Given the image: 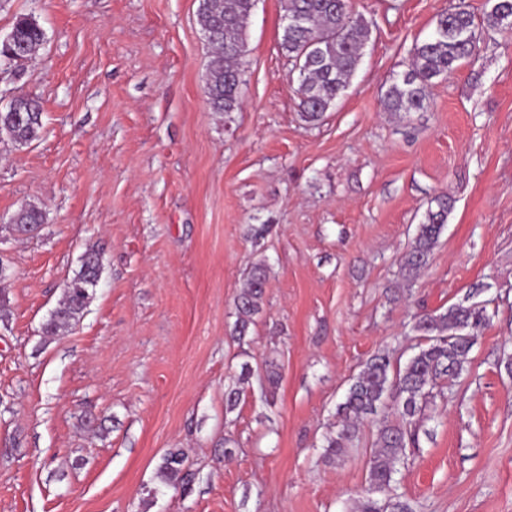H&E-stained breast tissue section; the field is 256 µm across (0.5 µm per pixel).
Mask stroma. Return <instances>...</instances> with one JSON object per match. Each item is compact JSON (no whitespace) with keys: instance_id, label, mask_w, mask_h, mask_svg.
<instances>
[{"instance_id":"1","label":"stroma","mask_w":512,"mask_h":512,"mask_svg":"<svg viewBox=\"0 0 512 512\" xmlns=\"http://www.w3.org/2000/svg\"><path fill=\"white\" fill-rule=\"evenodd\" d=\"M456 2L352 0L369 40L311 123L280 0L256 2L226 114L205 92L198 0H0V38L26 15L46 33L0 63V105L43 103L37 140L0 135V512H354L377 424L329 461L338 404L371 356L411 355L418 314L470 296L488 325L426 408L398 491L414 512H512V29H485L427 111L382 105ZM441 195L439 242L405 280ZM25 204L46 215L32 237L10 227ZM90 249L102 271L83 318L43 335ZM258 264L241 342L234 300ZM173 448L194 475L184 493L157 476ZM432 202L436 203L437 209H428L425 222L419 224L414 242L401 257L400 267L406 280H411L427 265L447 222L448 211L453 206L447 196L435 197ZM267 280L263 266H255L249 273L247 283L235 299L236 323L234 334L241 341L246 336L250 324L261 311V303Z\"/></svg>"}]
</instances>
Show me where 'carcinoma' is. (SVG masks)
<instances>
[{"label": "carcinoma", "mask_w": 512, "mask_h": 512, "mask_svg": "<svg viewBox=\"0 0 512 512\" xmlns=\"http://www.w3.org/2000/svg\"><path fill=\"white\" fill-rule=\"evenodd\" d=\"M254 0H200L199 18L203 33L212 46L205 89L215 112H234L241 101L240 64L246 53V31ZM282 20L304 17V24L282 25L281 49L298 64V96L303 116L317 121L334 104L357 70L369 34L367 23L352 16L351 0H282ZM512 0H493L491 10L478 22L473 13L458 4L438 14L432 34L414 45L408 69L394 76L383 97L388 112H420L430 104L434 79L453 74L460 66L475 61L483 27L508 28ZM22 55L35 54L45 40L36 19L16 20L12 27ZM39 100L22 96L17 112H0V134L23 146L36 140L43 128ZM436 209H428L411 247L403 254L400 267L410 280L428 262L448 218L453 202L446 196L433 199ZM44 223L42 210L27 204L12 217V229L30 233ZM100 254L87 250L81 264L67 281L58 306L43 326L48 336H56L83 318L97 285ZM267 280L266 270L255 266L235 299L234 334L246 336L248 327L261 311ZM486 308L478 303H462L439 314L419 316L417 329L426 343L406 361H393L387 355L370 358L355 376L338 406L340 425L326 438L328 456L339 459L356 438L358 424L375 419L387 399L397 406L399 420H379L377 449L368 461V488L358 499L356 512H412L410 503L396 492L395 475L407 447H419L418 416L442 392L444 384L462 371L473 346L471 338L487 324ZM185 454L179 449L162 458L158 474L175 489L187 490L192 474L185 467Z\"/></svg>", "instance_id": "1"}]
</instances>
